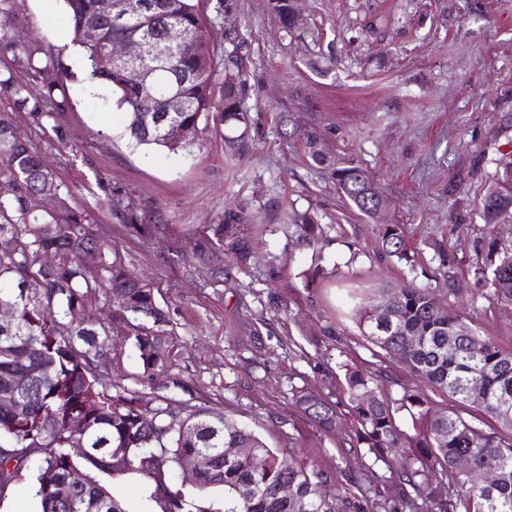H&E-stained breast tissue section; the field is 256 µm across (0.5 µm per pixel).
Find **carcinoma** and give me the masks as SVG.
Here are the masks:
<instances>
[{
    "label": "carcinoma",
    "instance_id": "cac0c4a2",
    "mask_svg": "<svg viewBox=\"0 0 512 512\" xmlns=\"http://www.w3.org/2000/svg\"><path fill=\"white\" fill-rule=\"evenodd\" d=\"M73 42L88 68L89 81L117 95L128 116L130 135L140 145L176 154L202 141L209 124L226 125L241 143L251 120L241 103L240 73H224V97L213 103L214 49L206 38L187 39L169 60L151 64L148 81L155 95L144 98L124 69L101 65L116 39L163 40L171 26L204 30L194 0H126L128 22L117 27L101 11L100 0H65ZM281 27L297 26L292 0H270ZM18 68L37 74L44 91L8 75L0 79L20 108L36 119L51 117L48 107L66 101L63 84L46 63L38 66L26 43H11ZM311 159L330 167L343 196L366 215L376 203L369 177L354 159H335L323 151L313 131L305 133ZM0 305L14 319L0 323V501L34 472L40 512H126L114 485L140 478L149 512H512V351L492 337L468 328L464 311L437 305L434 290L406 281L373 299L353 295L349 304L370 342L420 383H396L393 393L379 388L385 370L355 362L341 363L340 396L351 420L320 395L292 390V403L322 436L338 434L336 469L313 455L288 456L224 414L220 402L192 381L171 373L173 322L157 299L158 289L131 270L118 246L97 236L85 212L63 189L45 156L12 119L0 116ZM43 195L33 210L30 198ZM124 222L140 237L167 234L166 224H143L131 203L122 206ZM512 217V177L490 185L482 205L483 221L493 226ZM293 227L308 245L323 239V228L307 214ZM382 249L414 267L411 246L401 224H384ZM85 251L98 253V264L85 265ZM248 260L234 224H207L196 240L189 270L214 269L224 285L228 271ZM439 285L452 295L454 261L441 258ZM475 271L500 303L512 304V248L496 236L478 250ZM102 307H96L97 301ZM395 314L389 323L379 309ZM458 336L448 352V337ZM137 359L138 371L114 379L104 357L124 351ZM443 394L454 405L440 406ZM181 412L172 415L171 406ZM476 406L465 418L461 410ZM84 438L88 453L74 456L71 441ZM226 448H244L227 457ZM201 465L193 477L181 470L183 458ZM369 460L352 466L350 458ZM468 460L460 470L459 459ZM386 470L391 479L379 471ZM493 475L489 482L481 480ZM62 480L72 498H56L52 484ZM336 486L333 494L320 489ZM288 493H283V488ZM224 493L219 509L209 493Z\"/></svg>",
    "mask_w": 512,
    "mask_h": 512
}]
</instances>
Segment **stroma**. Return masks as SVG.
<instances>
[{
	"label": "stroma",
	"mask_w": 512,
	"mask_h": 512,
	"mask_svg": "<svg viewBox=\"0 0 512 512\" xmlns=\"http://www.w3.org/2000/svg\"><path fill=\"white\" fill-rule=\"evenodd\" d=\"M7 31L53 62L68 104L34 121L0 92V113L45 151L59 182L116 244L129 268L152 278L174 322L173 373L224 404L273 448L312 449L315 429L293 406L304 387L339 398V365L379 364L346 304L404 279L434 284L440 255L455 261L473 328L512 350V305L498 303L473 268L488 234L512 247V219L484 224L486 188L512 170V0H294L299 25L281 29L269 0H201L223 67L241 73L251 130L236 151L208 128L201 147L171 154L130 138L107 88H91L63 0H7ZM330 156L360 161L387 199L383 219L362 214L314 163L304 131ZM133 203L145 240L112 211ZM324 229L321 267L290 211ZM233 212L250 251L227 287L188 271L196 233ZM401 224L414 267L380 251L381 224ZM317 270L314 287L304 272Z\"/></svg>",
	"instance_id": "stroma-1"
}]
</instances>
